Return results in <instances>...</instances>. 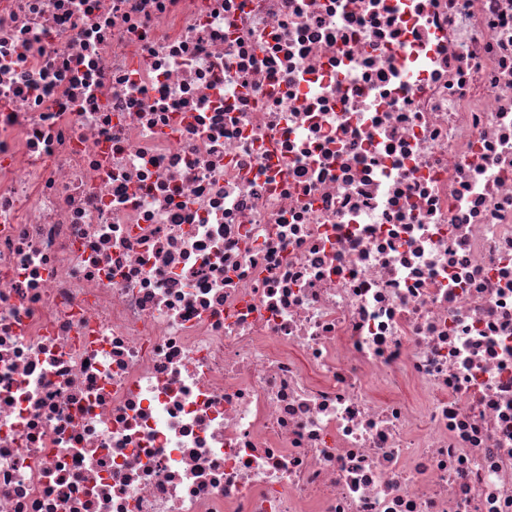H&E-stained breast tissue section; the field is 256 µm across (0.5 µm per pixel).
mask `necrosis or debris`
Segmentation results:
<instances>
[{"mask_svg": "<svg viewBox=\"0 0 512 512\" xmlns=\"http://www.w3.org/2000/svg\"><path fill=\"white\" fill-rule=\"evenodd\" d=\"M0 512H512V0H0Z\"/></svg>", "mask_w": 512, "mask_h": 512, "instance_id": "4bbe7bcc", "label": "necrosis or debris"}]
</instances>
